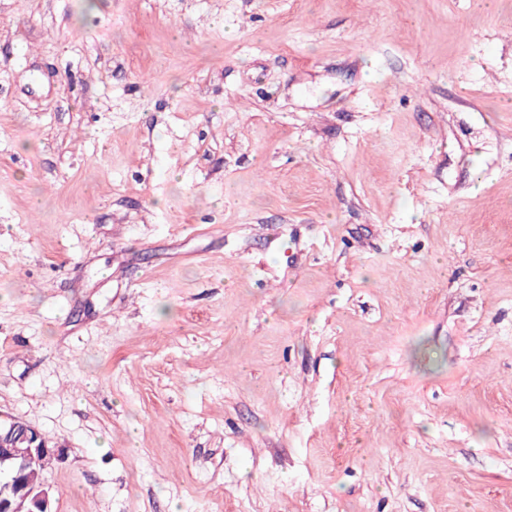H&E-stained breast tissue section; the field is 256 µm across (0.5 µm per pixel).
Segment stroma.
Instances as JSON below:
<instances>
[{
  "label": "stroma",
  "instance_id": "stroma-1",
  "mask_svg": "<svg viewBox=\"0 0 512 512\" xmlns=\"http://www.w3.org/2000/svg\"><path fill=\"white\" fill-rule=\"evenodd\" d=\"M0 412L53 512H512V0H0ZM43 435L32 425L0 413V474L8 479L7 487L26 469H47L59 455L54 449L58 446H50Z\"/></svg>",
  "mask_w": 512,
  "mask_h": 512
}]
</instances>
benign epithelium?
Returning <instances> with one entry per match:
<instances>
[{
    "label": "benign epithelium",
    "mask_w": 512,
    "mask_h": 512,
    "mask_svg": "<svg viewBox=\"0 0 512 512\" xmlns=\"http://www.w3.org/2000/svg\"><path fill=\"white\" fill-rule=\"evenodd\" d=\"M57 456L39 429L0 413V474L7 478L6 485L29 468L47 469ZM0 512H52L49 490L22 488L14 501L0 505Z\"/></svg>",
    "instance_id": "benign-epithelium-1"
}]
</instances>
